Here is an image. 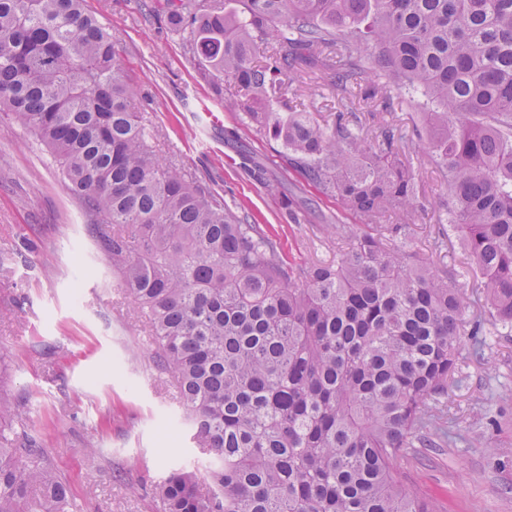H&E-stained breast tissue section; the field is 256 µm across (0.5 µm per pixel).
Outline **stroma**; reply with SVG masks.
<instances>
[{"mask_svg": "<svg viewBox=\"0 0 512 512\" xmlns=\"http://www.w3.org/2000/svg\"><path fill=\"white\" fill-rule=\"evenodd\" d=\"M162 2L86 0L112 34L158 148L232 211L268 225L288 261H334L340 241L325 226L349 216L288 169L279 143L225 109ZM276 110L322 123L354 115L371 134L388 122L399 129L427 208L413 211L398 237L413 259L459 271L480 311V271L438 205L446 188L427 150L421 99L349 94L322 72L295 79ZM91 222L39 137L0 111V399L18 406L76 512H161L156 484L209 457L194 447L150 329ZM458 367L463 381L444 398L449 441L407 449L403 465L412 487L436 497L443 512H512V335L487 337L479 355L464 342Z\"/></svg>", "mask_w": 512, "mask_h": 512, "instance_id": "stroma-1", "label": "stroma"}]
</instances>
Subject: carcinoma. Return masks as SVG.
I'll return each instance as SVG.
<instances>
[{
	"instance_id": "cac0c4a2",
	"label": "carcinoma",
	"mask_w": 512,
	"mask_h": 512,
	"mask_svg": "<svg viewBox=\"0 0 512 512\" xmlns=\"http://www.w3.org/2000/svg\"><path fill=\"white\" fill-rule=\"evenodd\" d=\"M85 0H0V110L33 130L121 286L148 317L195 447L213 462L171 471L163 512H437L406 484L404 449L438 448L463 337L483 322L452 270L414 264L386 236L425 208L416 172L338 117L279 115L285 78L332 72L366 96L420 88L428 149L483 277L488 321L512 330V0H166L225 108L273 130L285 161L361 235L332 265L285 261L280 239L163 162L112 33ZM0 512H74L21 414L0 400Z\"/></svg>"
}]
</instances>
